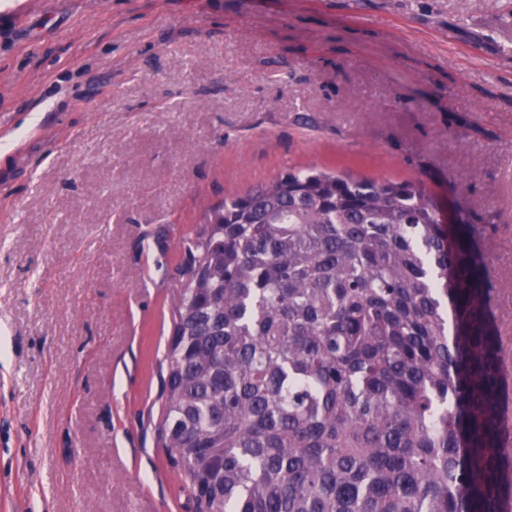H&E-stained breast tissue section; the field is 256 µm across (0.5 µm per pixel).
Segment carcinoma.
I'll use <instances>...</instances> for the list:
<instances>
[{
	"label": "carcinoma",
	"instance_id": "carcinoma-1",
	"mask_svg": "<svg viewBox=\"0 0 512 512\" xmlns=\"http://www.w3.org/2000/svg\"><path fill=\"white\" fill-rule=\"evenodd\" d=\"M183 249L156 433L194 512H505L476 225L411 181L292 169Z\"/></svg>",
	"mask_w": 512,
	"mask_h": 512
}]
</instances>
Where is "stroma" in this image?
<instances>
[{"mask_svg": "<svg viewBox=\"0 0 512 512\" xmlns=\"http://www.w3.org/2000/svg\"><path fill=\"white\" fill-rule=\"evenodd\" d=\"M473 223L512 383V0H0V512H189L182 239L293 168Z\"/></svg>", "mask_w": 512, "mask_h": 512, "instance_id": "1", "label": "stroma"}]
</instances>
